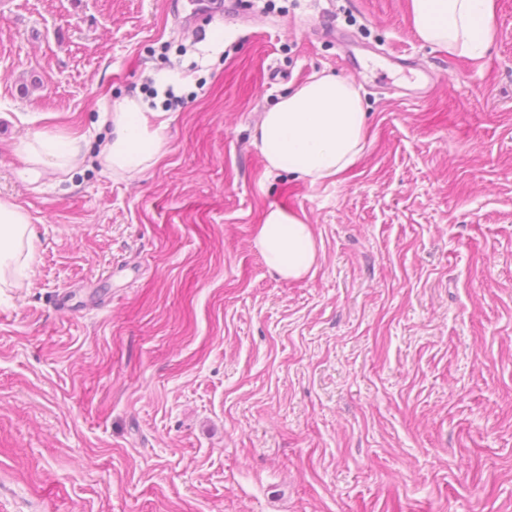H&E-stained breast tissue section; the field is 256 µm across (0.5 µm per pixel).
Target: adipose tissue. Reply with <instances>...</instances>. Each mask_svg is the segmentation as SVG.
Returning <instances> with one entry per match:
<instances>
[{"mask_svg": "<svg viewBox=\"0 0 512 512\" xmlns=\"http://www.w3.org/2000/svg\"><path fill=\"white\" fill-rule=\"evenodd\" d=\"M496 0H409V17L426 43L452 54L481 57L493 42ZM110 130L98 147L100 165L113 176L132 178L152 167L167 146L169 119L145 111L140 101L122 99L105 108ZM367 114L354 84L321 76L281 95L262 115L254 143L268 170H286L310 183L335 178L358 159L365 147ZM26 160L39 169L66 173L89 152L86 137L34 132L21 143ZM33 228L18 205L0 198V284L19 272ZM254 245L265 263L282 278L296 280L312 272L318 242L305 217L280 208L260 224Z\"/></svg>", "mask_w": 512, "mask_h": 512, "instance_id": "ef3b65f1", "label": "adipose tissue"}]
</instances>
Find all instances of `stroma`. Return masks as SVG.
Wrapping results in <instances>:
<instances>
[{"mask_svg": "<svg viewBox=\"0 0 512 512\" xmlns=\"http://www.w3.org/2000/svg\"><path fill=\"white\" fill-rule=\"evenodd\" d=\"M484 57L408 0H0V198L33 225L0 288V512H512V0ZM351 80L336 180L268 172L262 112ZM174 109L121 180L36 174V131ZM292 200L320 246L254 245ZM254 245L265 263L282 278L307 276L318 260V242L306 217L282 208L271 209L259 224Z\"/></svg>", "mask_w": 512, "mask_h": 512, "instance_id": "35a3bbf8", "label": "stroma"}]
</instances>
